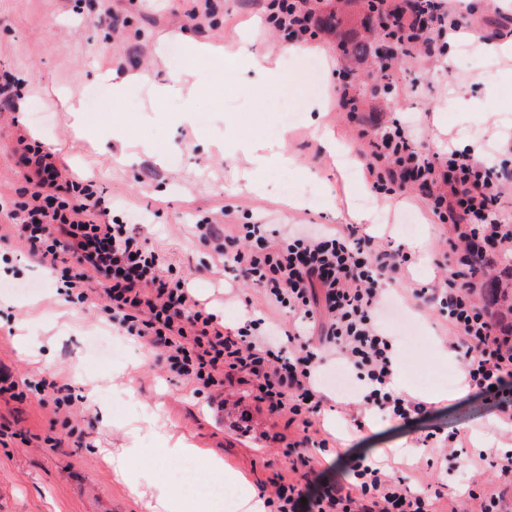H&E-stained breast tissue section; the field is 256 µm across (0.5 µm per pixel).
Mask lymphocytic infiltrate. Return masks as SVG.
Segmentation results:
<instances>
[{"label":"lymphocytic infiltrate","mask_w":512,"mask_h":512,"mask_svg":"<svg viewBox=\"0 0 512 512\" xmlns=\"http://www.w3.org/2000/svg\"><path fill=\"white\" fill-rule=\"evenodd\" d=\"M319 2L268 0L266 19L295 41L317 31ZM381 14L404 58L419 50L433 54L467 29L452 0H385ZM370 147L376 190H417L433 215L451 224L455 258L443 287L412 294L445 318L470 386L497 400L502 424L512 428V334L476 301L474 279L477 268L512 253V211L503 205L512 196V173L494 172L465 151L424 149L399 119L383 126ZM29 162L27 198L9 212L11 234L58 273L67 300L86 302L88 283L100 284L112 324L142 340L194 393L223 388L225 377L240 375L271 414L301 425L302 436L286 443L284 457L308 444L328 398L319 373L333 362L350 371V404L357 410L405 422L428 414L427 403L392 385L400 352L382 311L389 288L407 278L410 258L403 249L359 234L351 224L275 228L256 222L229 232L219 224L197 225L212 254L293 317L285 328L251 317L229 331L183 279L172 278L165 255L146 246L130 222L107 219L95 191L63 178L54 153L34 152ZM346 467L348 483L316 470L305 485L278 484L277 512H431L424 493L374 462L358 457Z\"/></svg>","instance_id":"1"}]
</instances>
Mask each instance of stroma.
Here are the masks:
<instances>
[{"mask_svg": "<svg viewBox=\"0 0 512 512\" xmlns=\"http://www.w3.org/2000/svg\"><path fill=\"white\" fill-rule=\"evenodd\" d=\"M212 3V22L198 28L187 17L192 0H0V85H9L12 94L11 102L0 104V196L16 197L27 185L25 145L57 152L67 177L91 181L114 207L126 205L140 215L139 231L149 245L167 256L174 276L185 278L196 298L231 328L247 311L283 322L288 315L271 308L235 267L211 259L195 232L198 222L345 224L347 201L356 195L386 213L387 224L378 232L383 242L403 245L415 237L428 240L430 250L448 251L451 226L433 217L421 200L373 192L365 161L378 133L374 119L413 117L419 138L443 150L461 148L458 134L469 129L482 144L487 165L512 169V59L472 58L443 71L439 58L421 53L384 82L370 61L338 50L344 37L374 40L351 17H343L340 33L319 34L314 52L287 57L277 52L283 36L264 21L265 0ZM108 11L113 25L98 23ZM245 38L252 50L274 55L281 74L277 86L234 71L218 78L210 60L185 55L190 40L234 46ZM340 70L353 74L362 111L337 109ZM131 72L145 74L146 83L132 85L131 95L114 97L111 74ZM181 75L196 84L194 96L182 91L148 96V84H171ZM462 97L474 109L495 111V124H468L458 106ZM71 99L85 105L80 136L66 110ZM285 100L304 114L290 130L295 165L257 172L261 188L250 189L237 177L243 159L225 157L222 144L237 137L271 139ZM187 104L193 108L189 122L174 121ZM116 126L169 147V161L143 153L126 162L122 144L112 139ZM317 126L351 148L360 165L336 169L313 135ZM284 180L295 192H308L307 206H291L280 186ZM408 213L416 224L410 236L399 229ZM1 255L27 287L0 292V372L20 386L42 378L69 384L76 402L68 414L32 396L20 402L0 397V512H146L149 485L119 481L107 458L136 443L141 453L132 468L169 481L180 466L167 462L161 434L141 429L132 439L124 432L153 414L196 447L220 455L225 469L245 477L246 492L295 481L281 451L299 436V428L287 416L270 414L249 386L193 393L174 373L154 366L140 342L107 321L103 293H95L89 305L61 303L53 278L27 248L0 243ZM400 309L409 333L424 335L426 344L401 347L396 387L428 402L430 414L409 424L369 418L359 430L355 409L332 399L315 421L328 445L306 447L305 453L320 467L339 468L355 449H364L385 472L427 494L435 512H444L467 496L471 480L465 464L479 454L472 435L485 436L493 458L501 445L512 443V434L501 427L496 401L473 390L443 401V385L411 381V373L433 376L443 370L454 381L462 365L455 356L445 362L433 356L434 345L446 341L436 311L411 297ZM447 445L457 449V458L427 469L426 459Z\"/></svg>", "mask_w": 512, "mask_h": 512, "instance_id": "obj_1", "label": "stroma"}]
</instances>
